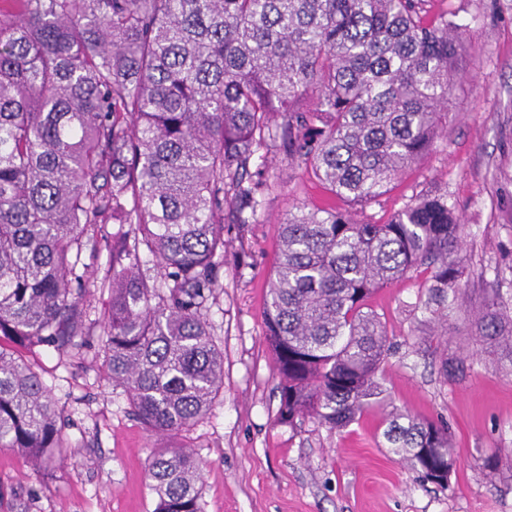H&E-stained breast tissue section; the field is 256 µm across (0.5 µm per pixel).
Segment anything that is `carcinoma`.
<instances>
[{"mask_svg":"<svg viewBox=\"0 0 512 512\" xmlns=\"http://www.w3.org/2000/svg\"><path fill=\"white\" fill-rule=\"evenodd\" d=\"M426 0H0V337L66 349L89 317L83 255L112 238L100 287L104 363L162 440L192 426L223 385L205 303L224 255V206L257 221L270 186L260 150L310 166L368 205L425 158L462 70L460 25ZM310 96L311 108L299 101ZM459 219L423 195L382 224L296 207L278 225L263 308L279 378L277 422L331 430L383 403L390 355L370 305L424 267L434 319L462 295ZM155 255L160 277L141 268ZM512 368V303L474 318ZM60 418L38 374L0 347V447L45 468ZM389 453L446 486L448 429L392 410ZM202 465L184 446L148 460L154 512H201Z\"/></svg>","mask_w":512,"mask_h":512,"instance_id":"cac0c4a2","label":"carcinoma"}]
</instances>
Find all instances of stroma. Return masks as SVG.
Instances as JSON below:
<instances>
[{
	"label": "stroma",
	"instance_id": "35a3bbf8",
	"mask_svg": "<svg viewBox=\"0 0 512 512\" xmlns=\"http://www.w3.org/2000/svg\"><path fill=\"white\" fill-rule=\"evenodd\" d=\"M425 8L432 18L455 13L466 56L429 155L360 206L272 151L273 186L256 223H236L224 210L226 247L206 312L224 382L209 412L173 439L202 461L201 512H512V375L482 351L471 325L486 299L512 295V0H427ZM431 193L447 196L460 220L462 307L447 321L431 319L420 307L430 284L423 268L381 288L372 307L393 347L382 373L386 406L340 431L314 420L278 423L279 378L262 320L278 225L296 204L379 222ZM0 345L41 377L64 438L40 472L0 448V490L19 494L28 512H154L147 460L159 440L113 386L99 325L77 349ZM445 359L463 364V375L444 377ZM393 407L447 426L456 457L447 488L420 482L385 448Z\"/></svg>",
	"mask_w": 512,
	"mask_h": 512
}]
</instances>
